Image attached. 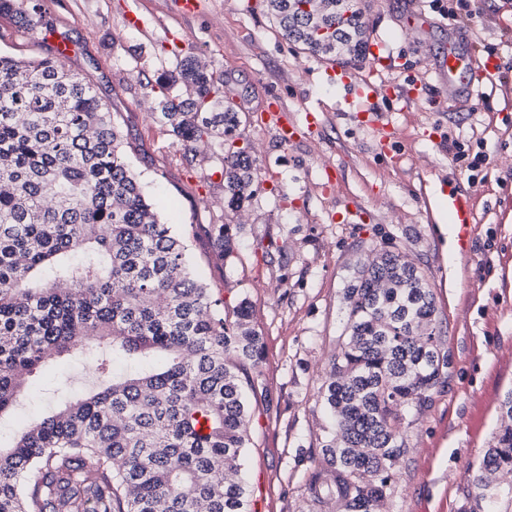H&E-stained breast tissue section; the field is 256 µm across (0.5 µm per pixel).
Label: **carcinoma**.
Instances as JSON below:
<instances>
[{
	"instance_id": "1",
	"label": "carcinoma",
	"mask_w": 512,
	"mask_h": 512,
	"mask_svg": "<svg viewBox=\"0 0 512 512\" xmlns=\"http://www.w3.org/2000/svg\"><path fill=\"white\" fill-rule=\"evenodd\" d=\"M288 41L344 63L367 47L358 0H267ZM218 79L188 59L158 77L160 121L184 155L223 141L224 197L252 196L256 164L235 145L238 110L208 111ZM92 84L48 54L0 56V417L30 401L32 373L93 354L98 386L0 446V512H251L242 458L246 390L264 355L247 300L228 313L193 273L184 238L160 220ZM221 259L233 225L211 224ZM344 342L322 387L334 420L307 483L316 505L382 512L405 455V406L448 378L427 272L374 248L346 289ZM512 470V425L468 474L496 499Z\"/></svg>"
}]
</instances>
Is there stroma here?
I'll use <instances>...</instances> for the list:
<instances>
[{"label": "stroma", "instance_id": "stroma-1", "mask_svg": "<svg viewBox=\"0 0 512 512\" xmlns=\"http://www.w3.org/2000/svg\"><path fill=\"white\" fill-rule=\"evenodd\" d=\"M0 16V56L34 59L68 37L69 65L87 76L133 145L127 156L162 221L173 225L215 297L248 299L265 342L258 388L249 398L252 445L245 472L254 512H312L305 484L332 435L321 391L340 350L344 290L370 249L390 243L431 280L448 353V379L430 406L407 416L406 455L394 471L385 512H460L469 499V467L478 466L504 423L512 395V0H474L468 25L444 19L430 0H363L366 39L399 80L426 82L423 98L375 100L398 131L377 146L365 118L347 102L325 59L300 50L273 25L265 0H198L183 16L177 0H14ZM424 10L425 22H409ZM136 12L143 28L129 26ZM44 15L26 27L20 15ZM494 49L495 84L468 106L441 89L432 60L449 37ZM213 71L218 97L240 113L239 145L256 158L253 196L238 213L224 203L219 140L197 145L187 161L158 117L160 92L149 81L177 60ZM280 100L322 127L282 143L259 110ZM458 142L486 161L470 171L448 151ZM456 184L474 203L470 253L456 241L442 198ZM237 225V255L220 260L211 224ZM97 381L82 356L53 361L33 406L0 421L10 442L52 405L50 388L80 394Z\"/></svg>", "mask_w": 512, "mask_h": 512}]
</instances>
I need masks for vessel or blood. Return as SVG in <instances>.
<instances>
[{
    "label": "vessel or blood",
    "instance_id": "vessel-or-blood-1",
    "mask_svg": "<svg viewBox=\"0 0 512 512\" xmlns=\"http://www.w3.org/2000/svg\"><path fill=\"white\" fill-rule=\"evenodd\" d=\"M383 65V58L375 55L368 60L367 74L341 68L328 69L327 74L339 77L349 91L350 100H357L368 106L381 91L377 78ZM496 69L495 56H475L453 39L449 40L434 63L435 75L439 82L447 86L449 97L463 103L471 100L476 90L495 73ZM322 121L320 112L309 110L306 111L303 122H296L282 102L277 100L269 102L261 113L262 124L268 126L284 143L292 142L300 129L315 131ZM444 203L454 217L458 252L460 255H467L473 220L471 199L461 190L452 187L445 195Z\"/></svg>",
    "mask_w": 512,
    "mask_h": 512
}]
</instances>
